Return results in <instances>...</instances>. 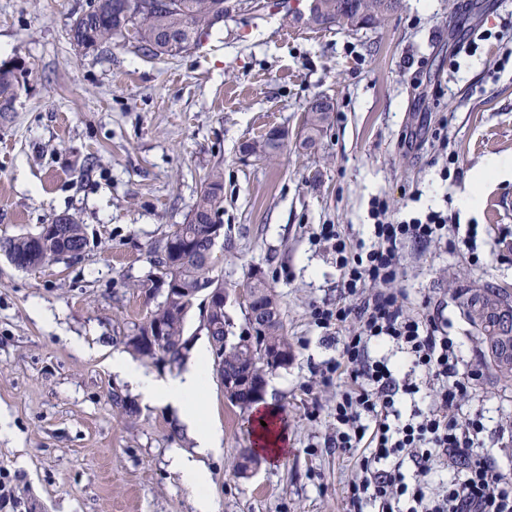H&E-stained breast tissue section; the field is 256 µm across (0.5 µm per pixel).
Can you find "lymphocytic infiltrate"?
Instances as JSON below:
<instances>
[{
    "label": "lymphocytic infiltrate",
    "mask_w": 512,
    "mask_h": 512,
    "mask_svg": "<svg viewBox=\"0 0 512 512\" xmlns=\"http://www.w3.org/2000/svg\"><path fill=\"white\" fill-rule=\"evenodd\" d=\"M390 206L375 200L371 216L376 241L352 244L338 225L325 224L319 236L332 242L342 271V302L319 307L317 326L337 334L340 351L321 370L325 383L347 378L336 397L334 445L365 449L360 478L348 485L350 512H512V476L484 450L487 425L482 412H463L461 397L480 373L465 361L447 324L432 314H411L395 284L399 252L406 241H445L453 249L477 250L478 227L460 229L443 212L388 221ZM357 328L347 331L349 321ZM389 343L406 354L411 370L396 376L388 363L371 358L372 345ZM436 382L427 410L402 419L397 394L413 395L416 373ZM412 461L413 470L403 468ZM456 475L432 488L434 466Z\"/></svg>",
    "instance_id": "f902f5d3"
}]
</instances>
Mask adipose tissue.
I'll list each match as a JSON object with an SVG mask.
<instances>
[{
    "mask_svg": "<svg viewBox=\"0 0 512 512\" xmlns=\"http://www.w3.org/2000/svg\"><path fill=\"white\" fill-rule=\"evenodd\" d=\"M208 362L206 349H199L194 363L175 377L159 378L136 364L129 356L112 354L107 364L119 373L144 401L153 405L178 409L196 447L194 454L174 453L172 466L196 493L197 512H213V504L206 494L208 474L203 456L220 447L222 433L201 411L203 385Z\"/></svg>",
    "mask_w": 512,
    "mask_h": 512,
    "instance_id": "ef3b65f1",
    "label": "adipose tissue"
}]
</instances>
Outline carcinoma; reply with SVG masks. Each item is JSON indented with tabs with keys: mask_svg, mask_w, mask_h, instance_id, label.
<instances>
[{
	"mask_svg": "<svg viewBox=\"0 0 512 512\" xmlns=\"http://www.w3.org/2000/svg\"><path fill=\"white\" fill-rule=\"evenodd\" d=\"M399 0H316L313 15L306 23L321 29L336 26L352 31L354 19H363L373 27L398 7ZM241 0H170L168 7L159 6V0H91L89 10L78 16L71 28L76 46L95 50L103 44L122 39L130 40L137 52L148 57L173 56L187 51L200 42L224 17L240 8ZM18 97L17 70L0 64V117L14 111ZM330 118V111L310 106L303 125V144L317 143ZM251 153L260 158H272L283 145L266 133L261 140L249 144ZM224 209V176L212 170L191 210L187 221L175 225L174 230L154 249V261L162 269L172 265L185 288L198 289L207 284L218 285L211 276L215 260L205 257L202 249L207 242L210 225L219 222ZM63 226L66 243L38 245L33 235L18 236L0 241V250L16 260L26 261L30 268L42 266L65 256L76 257L87 246L82 225L73 216H66ZM196 239L189 251L173 253L171 247L184 244V239ZM176 303L161 304L149 317L167 327L161 353L169 363L183 365L188 352L184 351L185 319L174 313ZM465 307L468 319L484 336L491 362L507 378H512V355L500 352L503 337L512 336V295L486 287L470 296ZM267 340L282 344L293 353L284 334L282 320L267 326Z\"/></svg>",
	"mask_w": 512,
	"mask_h": 512,
	"instance_id": "1",
	"label": "carcinoma"
}]
</instances>
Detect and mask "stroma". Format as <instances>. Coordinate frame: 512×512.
Returning <instances> with one entry per match:
<instances>
[{
  "label": "stroma",
  "instance_id": "obj_1",
  "mask_svg": "<svg viewBox=\"0 0 512 512\" xmlns=\"http://www.w3.org/2000/svg\"><path fill=\"white\" fill-rule=\"evenodd\" d=\"M88 4L0 0V63L30 70L14 112L0 119V240L63 214L77 216L88 239L83 255L32 269L0 252V412L10 419L0 469L25 501L0 502V512H195L193 489L169 463L172 449L192 450V437L176 410L143 404L107 359L163 301L153 249L184 223L215 168L224 173V235L212 275L234 292L232 332L246 329L239 289L260 272L293 360L267 385L288 452L249 478L234 466L252 445L251 414L207 371L202 412L224 434L204 459L214 512H349L363 452L330 444L339 388L317 368L337 345L313 311L341 301L342 276L318 233L337 224L369 239L375 196L395 215L432 209L480 225L479 263L410 242L397 286L412 313L442 310L480 363L463 407L483 411L486 448L512 468V434L498 430L512 420V379L459 305L477 288L512 292V175L476 180L490 157L512 156V67L493 70L512 0H469L464 11L457 0H400L380 25L354 33L305 25V0H243L198 46L159 58L121 42L77 48L70 24ZM474 28L489 39L456 53ZM321 96L333 112L310 150L298 139ZM276 127L288 135L277 158L243 156ZM408 132L417 135L410 144ZM471 187L482 197L475 210L462 203Z\"/></svg>",
  "mask_w": 512,
  "mask_h": 512
}]
</instances>
